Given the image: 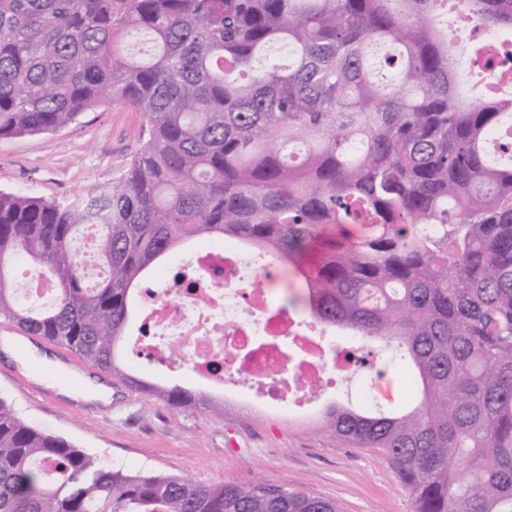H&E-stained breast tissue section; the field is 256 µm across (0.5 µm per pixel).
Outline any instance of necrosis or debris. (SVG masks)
Segmentation results:
<instances>
[{"label": "necrosis or debris", "instance_id": "obj_1", "mask_svg": "<svg viewBox=\"0 0 512 512\" xmlns=\"http://www.w3.org/2000/svg\"><path fill=\"white\" fill-rule=\"evenodd\" d=\"M173 265L178 279L144 289L139 300L138 341L148 363L181 365L232 399L287 415L300 411L296 396L350 372L360 343L344 355L324 333L299 330L271 297L276 269L262 253L216 241L180 254ZM173 343L181 348L175 358Z\"/></svg>", "mask_w": 512, "mask_h": 512}]
</instances>
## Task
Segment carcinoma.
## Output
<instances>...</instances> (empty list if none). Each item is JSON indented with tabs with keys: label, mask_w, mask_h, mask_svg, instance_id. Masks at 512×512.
I'll use <instances>...</instances> for the list:
<instances>
[{
	"label": "carcinoma",
	"mask_w": 512,
	"mask_h": 512,
	"mask_svg": "<svg viewBox=\"0 0 512 512\" xmlns=\"http://www.w3.org/2000/svg\"><path fill=\"white\" fill-rule=\"evenodd\" d=\"M448 13L512 36V0H0V139L116 104L149 132L108 192L0 191V318L185 407L122 368L130 298L184 240L241 241L292 271L285 306L411 378L409 410L329 405L336 437L384 455L414 512H512V163L486 150L512 94L480 71L460 94ZM32 265L54 283L40 309L15 288ZM0 512L343 510L110 467L0 400Z\"/></svg>",
	"instance_id": "obj_1"
}]
</instances>
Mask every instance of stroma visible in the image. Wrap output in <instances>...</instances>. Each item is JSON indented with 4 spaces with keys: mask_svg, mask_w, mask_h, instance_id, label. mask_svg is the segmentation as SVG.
<instances>
[{
    "mask_svg": "<svg viewBox=\"0 0 512 512\" xmlns=\"http://www.w3.org/2000/svg\"><path fill=\"white\" fill-rule=\"evenodd\" d=\"M148 138L140 113L103 106L49 133L0 140V189L58 202L112 189ZM77 375L105 383L108 405L76 401L37 382L0 353V398L27 424L61 436L106 464L192 478L303 491L336 500L344 512H413L408 491L378 452L355 448L325 428L319 414L256 413L180 373L176 386L190 406L173 409L89 363ZM373 386L382 407L411 403L399 372L350 375L336 397L356 403L359 385ZM223 403V416L212 404Z\"/></svg>",
    "mask_w": 512,
    "mask_h": 512,
    "instance_id": "stroma-1",
    "label": "stroma"
}]
</instances>
